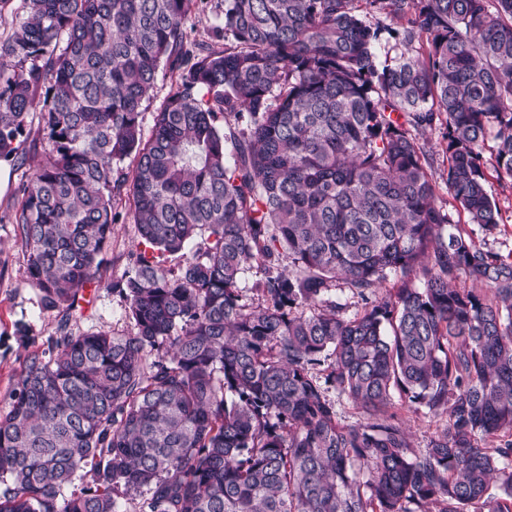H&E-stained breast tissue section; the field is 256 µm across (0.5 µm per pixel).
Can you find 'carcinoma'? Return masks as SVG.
<instances>
[{
	"label": "carcinoma",
	"instance_id": "1",
	"mask_svg": "<svg viewBox=\"0 0 512 512\" xmlns=\"http://www.w3.org/2000/svg\"><path fill=\"white\" fill-rule=\"evenodd\" d=\"M197 2L22 0L0 41V161L39 110L14 220L62 312L0 415V512H512V253L449 215L502 224L482 148L512 180V0H222L221 52L186 39ZM123 200L134 332L75 335ZM338 281L378 298L349 317ZM398 406L446 417L424 451ZM176 77L168 69H161L154 87L149 92L148 98L143 103L142 125L144 134L147 135L153 125L155 113L171 93ZM424 138L433 153L432 174L437 185L438 195L442 201H448V186L445 182V174H443L442 153L439 146L442 142L441 134L438 131H428ZM329 398L336 406L337 418L344 424H356L364 421V414L345 395L338 394L334 389H329Z\"/></svg>",
	"mask_w": 512,
	"mask_h": 512
}]
</instances>
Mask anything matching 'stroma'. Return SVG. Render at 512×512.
Returning a JSON list of instances; mask_svg holds the SVG:
<instances>
[{
    "instance_id": "1",
    "label": "stroma",
    "mask_w": 512,
    "mask_h": 512,
    "mask_svg": "<svg viewBox=\"0 0 512 512\" xmlns=\"http://www.w3.org/2000/svg\"><path fill=\"white\" fill-rule=\"evenodd\" d=\"M43 140L40 115L30 112L26 134L19 143V151L25 158L24 166L0 165V413L8 409L25 360L44 353L61 319L59 311L44 309L40 304L39 290L28 277L26 249L14 224L18 186L31 176L33 164L42 152ZM494 145V140L485 142L483 162L488 170L486 190L501 211L502 230L491 235L479 232L475 239L506 254L512 252V180L498 178L494 172ZM119 212L120 219L114 226L100 267L102 285L86 294L81 303V317L69 323L73 333L102 327L119 332L134 329L124 299L110 288L112 281L121 278L138 251L139 235L131 210L123 205Z\"/></svg>"
}]
</instances>
